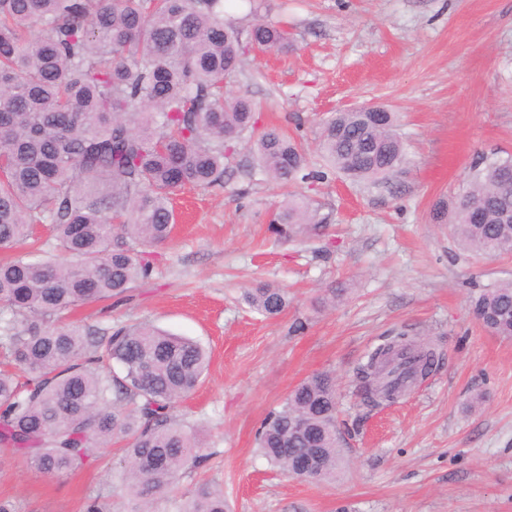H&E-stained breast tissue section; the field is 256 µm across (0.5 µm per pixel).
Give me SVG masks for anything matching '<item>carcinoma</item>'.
Segmentation results:
<instances>
[{
    "label": "carcinoma",
    "mask_w": 512,
    "mask_h": 512,
    "mask_svg": "<svg viewBox=\"0 0 512 512\" xmlns=\"http://www.w3.org/2000/svg\"><path fill=\"white\" fill-rule=\"evenodd\" d=\"M290 46L288 31L264 20L242 41L222 0H0V249L13 252L0 261V446L38 472H68L93 449L126 440L122 490L149 512L157 494L211 457L195 425L175 414L206 370L199 342L143 323L94 328L67 314L149 277L143 253L171 238V195L186 185L224 186L235 144L254 134L255 104L227 95L224 83L241 72L248 48ZM396 126L393 112L380 125L364 121L359 107L336 112L319 150L336 173L376 183L403 163ZM250 149L285 190L327 178L279 127L264 128ZM314 218L310 203L289 193L271 226L292 239ZM433 219L451 225L469 252L511 255L512 159L474 166L463 194L439 200ZM37 224L49 225L51 257H41ZM243 300L274 317L288 292L259 284ZM470 303L489 332L512 339V280ZM406 337L386 339L356 369L365 401L403 386L394 364L376 365ZM257 440L283 470L318 454L309 479L333 478L334 378L298 384ZM178 512H228L224 489L198 483Z\"/></svg>",
    "instance_id": "carcinoma-1"
}]
</instances>
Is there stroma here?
<instances>
[{"label": "stroma", "instance_id": "35a3bbf8", "mask_svg": "<svg viewBox=\"0 0 512 512\" xmlns=\"http://www.w3.org/2000/svg\"><path fill=\"white\" fill-rule=\"evenodd\" d=\"M241 31L255 17L288 26V51L248 53L227 91L260 104L261 125L297 136L310 167L331 113L382 105L398 117L406 163L377 187L329 174L297 191L327 223L288 241L269 228L282 189L255 167L248 142L220 187L175 192L178 222L152 251L153 271L124 301L75 319L148 323L200 341L207 374L180 411L213 457L159 494L176 512L195 483L224 489L230 512H512V341L488 333L468 296L512 279V256L462 250L434 204L466 186L483 158L512 156V0H224ZM259 283L290 298L278 316L244 303ZM344 289L329 302L326 291ZM303 332H292L295 321ZM394 330L434 344L436 370L392 405L360 404L353 370ZM336 380L341 458L335 479L300 480L257 448V431L293 388ZM121 444L57 477L0 447V499L22 512H85L119 492Z\"/></svg>", "mask_w": 512, "mask_h": 512}]
</instances>
